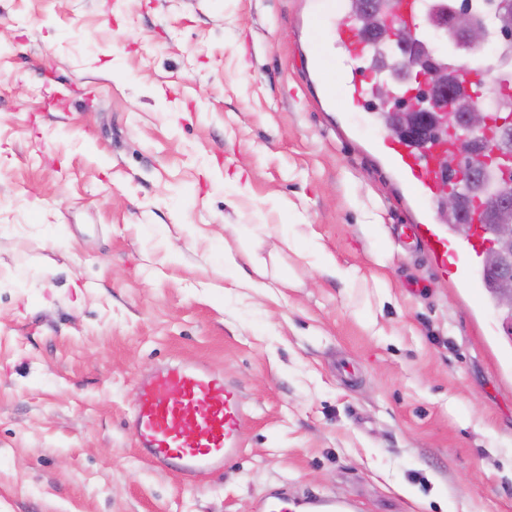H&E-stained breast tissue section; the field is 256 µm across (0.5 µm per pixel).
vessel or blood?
<instances>
[{
    "mask_svg": "<svg viewBox=\"0 0 512 512\" xmlns=\"http://www.w3.org/2000/svg\"><path fill=\"white\" fill-rule=\"evenodd\" d=\"M320 4L321 0H310V19L315 24L326 22L330 39L346 52V101L351 106L361 105L369 94L370 83L360 76L358 63L372 54L377 42L352 20L345 0H335L327 17ZM439 8L438 0H389L383 18L396 26L411 28L424 38L428 32L420 19ZM438 64L455 75L462 90L472 98L486 84H512V66L501 64L495 70H487L472 52L449 50ZM377 149L408 197L428 203L439 195L465 144L447 131L428 142L386 137ZM411 235L432 255L440 277L480 284L478 261L484 244L480 226H473L458 238L440 227L425 210L412 224ZM137 390L128 424L139 455L156 470L186 477L214 473L240 453L242 399L239 391L225 382L223 374L199 363L170 365L142 377Z\"/></svg>",
    "mask_w": 512,
    "mask_h": 512,
    "instance_id": "obj_1",
    "label": "vessel or blood"
}]
</instances>
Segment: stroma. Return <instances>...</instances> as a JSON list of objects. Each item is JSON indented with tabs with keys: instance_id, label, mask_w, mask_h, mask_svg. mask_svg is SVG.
Segmentation results:
<instances>
[{
	"instance_id": "1",
	"label": "stroma",
	"mask_w": 512,
	"mask_h": 512,
	"mask_svg": "<svg viewBox=\"0 0 512 512\" xmlns=\"http://www.w3.org/2000/svg\"><path fill=\"white\" fill-rule=\"evenodd\" d=\"M307 16L0 0V512H256L282 485L356 512H512V338L398 237L385 124L321 101ZM175 361L241 392L220 472L138 455V379Z\"/></svg>"
}]
</instances>
